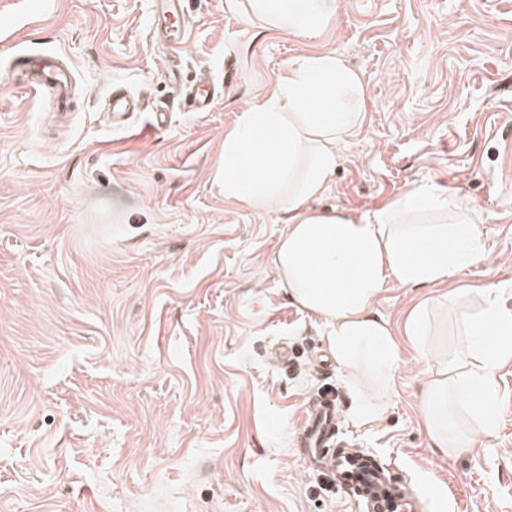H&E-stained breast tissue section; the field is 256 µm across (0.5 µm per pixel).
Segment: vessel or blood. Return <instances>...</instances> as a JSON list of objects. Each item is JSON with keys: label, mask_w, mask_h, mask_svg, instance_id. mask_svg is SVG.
<instances>
[{"label": "vessel or blood", "mask_w": 512, "mask_h": 512, "mask_svg": "<svg viewBox=\"0 0 512 512\" xmlns=\"http://www.w3.org/2000/svg\"><path fill=\"white\" fill-rule=\"evenodd\" d=\"M186 0H155L161 15L172 17L170 28L162 36L181 47L187 31L179 23ZM26 65L33 73L29 90L36 95L64 97L69 83L62 74H51L49 63L42 58L29 57ZM138 99L122 92L112 94V124L124 127V117L139 111ZM339 403L332 390L318 393L307 406L298 429V442L303 452L320 461L337 487L345 489L361 505L363 512H426L427 499L397 476L393 467L379 463L373 454L352 447L338 437Z\"/></svg>", "instance_id": "b4317fda"}]
</instances>
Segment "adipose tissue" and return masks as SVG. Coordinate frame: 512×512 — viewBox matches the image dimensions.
Wrapping results in <instances>:
<instances>
[{
	"instance_id": "obj_1",
	"label": "adipose tissue",
	"mask_w": 512,
	"mask_h": 512,
	"mask_svg": "<svg viewBox=\"0 0 512 512\" xmlns=\"http://www.w3.org/2000/svg\"><path fill=\"white\" fill-rule=\"evenodd\" d=\"M338 0H248L258 28L297 36L321 31ZM365 119L358 74L333 53L297 56L267 96L224 136V198L288 215L275 266L298 305L321 317L329 350L350 384L360 416L384 408L394 386L401 344L372 304L388 283L431 288L485 260L472 205L418 187L359 216L313 209L339 165L338 144ZM499 286L478 288L481 304L463 313L456 356L431 347L437 297L409 314L405 334L427 365L422 413L438 448L465 446L491 434L496 374L512 359V311L499 307ZM479 418L461 429L457 407Z\"/></svg>"
}]
</instances>
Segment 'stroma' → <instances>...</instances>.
Wrapping results in <instances>:
<instances>
[{"mask_svg": "<svg viewBox=\"0 0 512 512\" xmlns=\"http://www.w3.org/2000/svg\"><path fill=\"white\" fill-rule=\"evenodd\" d=\"M32 2L0 0V512H355L297 446L327 386L342 438L428 512H512V359L492 434L431 447L426 365L402 338L425 291L388 284L373 310L402 338L394 392L361 421L275 267L285 214L225 201L221 179L225 132L288 62L339 54L365 121L315 208L360 214L425 185L466 198L489 259L436 291L475 308L492 280L512 309V0H339L311 38L257 28L238 0H186L180 50L152 0ZM42 54L70 75L67 108L26 87L21 59ZM199 82L216 88L205 112L178 103ZM116 88L145 105L123 128L106 121Z\"/></svg>", "mask_w": 512, "mask_h": 512, "instance_id": "obj_1", "label": "stroma"}]
</instances>
